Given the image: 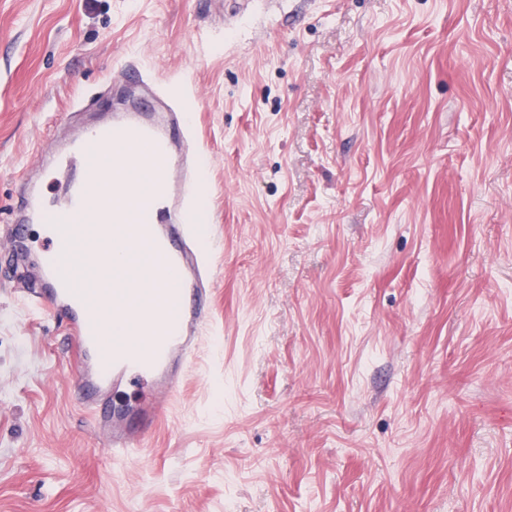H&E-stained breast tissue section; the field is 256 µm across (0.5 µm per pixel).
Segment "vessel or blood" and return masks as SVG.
I'll list each match as a JSON object with an SVG mask.
<instances>
[{
  "label": "vessel or blood",
  "instance_id": "1",
  "mask_svg": "<svg viewBox=\"0 0 512 512\" xmlns=\"http://www.w3.org/2000/svg\"><path fill=\"white\" fill-rule=\"evenodd\" d=\"M142 97L105 121L86 123L45 157L47 174L66 173L65 188L46 202L42 179L29 181L24 203L0 231L19 245L36 272L32 295L64 321L77 354L75 384L89 423L112 453L133 456L172 405L195 360L210 317L213 245L202 240L196 207L205 164L192 115L167 89L138 80ZM120 183L110 194L108 182ZM108 214L131 233L97 246L91 220ZM38 221L54 228L40 251L26 235ZM142 254L118 295L84 288L111 252ZM111 310L114 327L104 337L98 322ZM148 321L137 342L131 324ZM146 380L145 399L116 406L111 397L136 379Z\"/></svg>",
  "mask_w": 512,
  "mask_h": 512
}]
</instances>
